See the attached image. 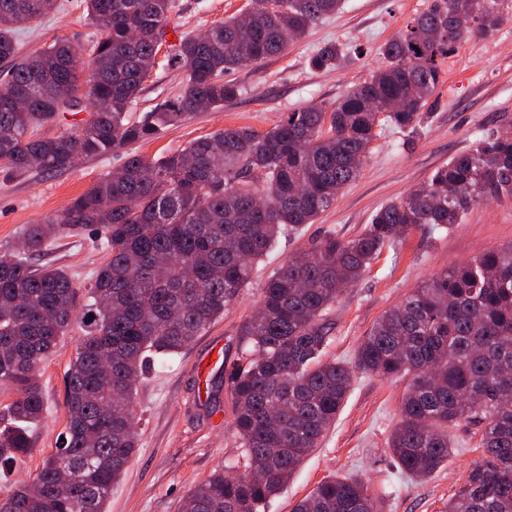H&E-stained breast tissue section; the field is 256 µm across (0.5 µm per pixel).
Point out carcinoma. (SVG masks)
Returning <instances> with one entry per match:
<instances>
[{
	"instance_id": "1",
	"label": "carcinoma",
	"mask_w": 512,
	"mask_h": 512,
	"mask_svg": "<svg viewBox=\"0 0 512 512\" xmlns=\"http://www.w3.org/2000/svg\"><path fill=\"white\" fill-rule=\"evenodd\" d=\"M83 3L100 32L89 63L64 41L20 52L17 32L63 10L60 0H0L5 179L66 171L151 140L203 106H224L239 94L224 73L283 53L342 7V0H250L245 18L180 33L171 49L179 93L132 121L176 0ZM504 5L430 0L380 47L382 66L336 101L288 112L266 132L220 130L158 159L131 152L120 171L0 247V384L15 390L0 410L1 468H20L31 455V428L45 411L41 364L75 322L83 330L66 377L62 443L0 512H105L138 448L137 382L148 358H172L207 331L279 236L314 223L336 202L367 162L379 115L419 132L445 61L461 43L493 36L508 19ZM356 53L353 44L331 41L310 64L334 70ZM65 85L76 88L70 101L59 99ZM393 101L399 110L389 109ZM65 112L88 117L70 132L40 134ZM501 197L512 198L511 129L477 138L358 235L331 233L280 266L239 326L240 360L207 395L227 386L238 459L191 489L179 512H261L336 422L357 372L409 378L387 446L414 478L448 463L454 428L481 426L482 458L445 512H512L511 242L434 273L372 325L353 362L325 358L329 312L384 248L458 224L475 205ZM90 228L107 251L90 286H77L63 267L31 263L56 237ZM292 512H375V501L365 483L332 476Z\"/></svg>"
}]
</instances>
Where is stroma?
Wrapping results in <instances>:
<instances>
[{"label": "stroma", "instance_id": "1", "mask_svg": "<svg viewBox=\"0 0 512 512\" xmlns=\"http://www.w3.org/2000/svg\"><path fill=\"white\" fill-rule=\"evenodd\" d=\"M64 9L37 27L18 32L23 52L53 41L88 46L96 33L78 4ZM249 0H177L170 23L185 31H200L241 12ZM428 0H343L341 10L315 25L306 37L290 43L284 54L258 66L226 72L225 82L240 93L223 107L194 113L156 138L137 144L136 152L157 158L182 149L191 140L239 127L264 132L286 112L315 103H329L377 67L379 48L422 12ZM355 44L350 63L334 70H316L309 59L328 41ZM162 48L130 111L139 119L161 100L172 97L181 79ZM443 81L431 98L430 117L419 135L410 137L389 124L376 129L368 162L360 176L340 194L335 205L298 235L280 238L259 261L252 282L219 320L189 344L167 367L147 365L138 386L136 421L139 446L121 479L112 487L106 512H179L185 494L204 481L225 460L237 456L229 393L220 395L222 424L205 415L196 400L195 367L213 341L224 344V363L237 358L238 328L254 312L260 290L273 272L298 250L311 247L325 234L343 239L356 236L373 214L427 183L437 168L468 150L477 136L499 131L512 120V20L490 38H473L446 61ZM126 160L125 151L83 159L74 168L45 174L29 172L0 179V245L14 242L26 225L61 213L68 203ZM512 241V199L476 205L461 223L436 233L432 240L412 235L384 250L372 269L349 288L332 308L334 325L330 357L352 362L373 323L388 308L449 263L472 259ZM106 253L92 232L59 236L42 261L63 266L80 286L90 284ZM82 336L80 326L59 339L44 361L40 383L46 402L32 454L25 466L0 476V500L17 482L26 480L57 448L66 422L65 377ZM405 380L386 381L356 374L350 393L320 446L299 465L280 495L264 512H292L294 505L325 477L363 481L377 500L379 512H444L448 499L480 460V432L464 423L455 428V450L445 467L419 481L394 463L387 438L398 420Z\"/></svg>", "mask_w": 512, "mask_h": 512}]
</instances>
